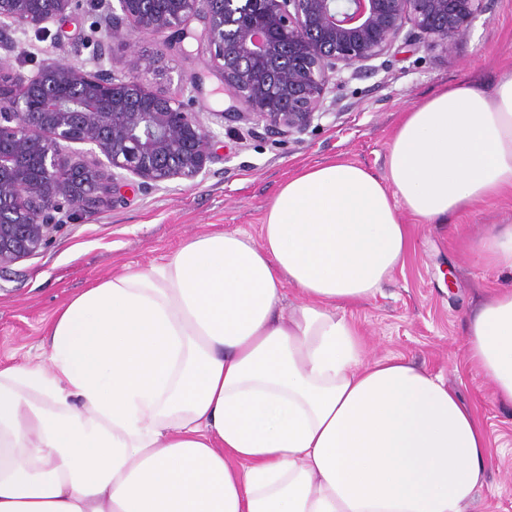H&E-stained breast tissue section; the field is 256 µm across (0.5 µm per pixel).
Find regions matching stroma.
Here are the masks:
<instances>
[{"label":"stroma","instance_id":"1","mask_svg":"<svg viewBox=\"0 0 512 512\" xmlns=\"http://www.w3.org/2000/svg\"><path fill=\"white\" fill-rule=\"evenodd\" d=\"M487 12L454 51H401L378 74L349 80L341 88L345 109L320 120L301 142L273 147L260 140L239 141L218 127L217 158L206 176L175 180L149 194L99 205L62 224L37 254L0 273V365L47 361L44 328L56 308L89 284L146 268L194 236L243 229L258 234L265 210L280 183L297 168L332 156L357 161L384 174L388 145L403 112L446 85H491L512 69V0H488ZM99 16L83 5L65 24L28 29L19 41L24 54L12 65L34 74L50 61L93 71L119 64L128 70L141 53L159 56L160 70L149 76L151 90L176 89L180 79L199 77L193 108L204 124L230 103L220 80L209 72L197 43L185 53L171 51L164 38L136 33L114 45L113 58L96 57ZM410 233L402 269L375 299L347 309L360 328L370 359L395 356L441 374L461 399L474 407L503 454L488 464L478 500L465 512H512V405L494 400L488 383L463 357L465 317L499 288L512 289V272L484 262L471 246L497 224H512V197L486 202L428 224L403 214Z\"/></svg>","mask_w":512,"mask_h":512}]
</instances>
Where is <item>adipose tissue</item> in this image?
I'll return each instance as SVG.
<instances>
[{
    "instance_id": "1",
    "label": "adipose tissue",
    "mask_w": 512,
    "mask_h": 512,
    "mask_svg": "<svg viewBox=\"0 0 512 512\" xmlns=\"http://www.w3.org/2000/svg\"><path fill=\"white\" fill-rule=\"evenodd\" d=\"M511 193L512 70L405 113L385 175L324 159L281 184L260 237L197 236L72 297L47 364L0 366V512H464L491 458L476 413L441 375L366 359L343 311L403 267L402 212ZM475 249L512 270V224ZM465 332L512 403V289Z\"/></svg>"
}]
</instances>
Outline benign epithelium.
Listing matches in <instances>:
<instances>
[{
	"label": "benign epithelium",
	"mask_w": 512,
	"mask_h": 512,
	"mask_svg": "<svg viewBox=\"0 0 512 512\" xmlns=\"http://www.w3.org/2000/svg\"><path fill=\"white\" fill-rule=\"evenodd\" d=\"M83 0H0V50L15 34L61 20ZM112 38L135 32L182 40L192 22L209 70L231 104L216 113L237 130L276 143L301 141L315 122L342 109L336 84L377 72L372 62L409 47L452 51L486 11V0H94ZM158 57L133 72H85L51 61L35 74L0 56V271L43 248L62 220L125 193L148 194L206 174L218 134L185 101L186 86L157 93L144 82ZM65 143L88 146L93 162L62 157Z\"/></svg>",
	"instance_id": "1"
}]
</instances>
